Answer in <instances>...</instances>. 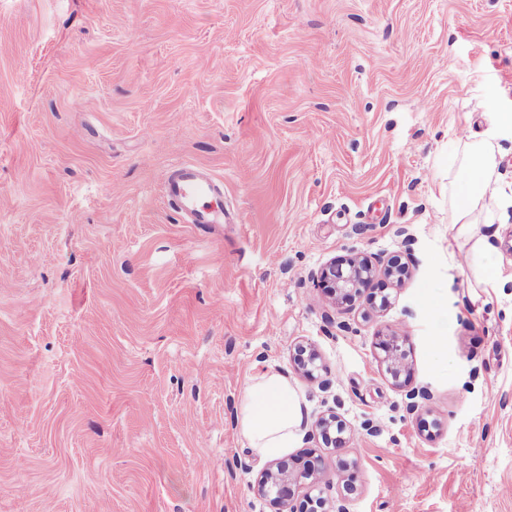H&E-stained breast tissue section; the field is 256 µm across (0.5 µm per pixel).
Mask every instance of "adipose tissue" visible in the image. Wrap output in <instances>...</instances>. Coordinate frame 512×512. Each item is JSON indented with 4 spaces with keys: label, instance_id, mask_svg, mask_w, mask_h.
Returning a JSON list of instances; mask_svg holds the SVG:
<instances>
[{
    "label": "adipose tissue",
    "instance_id": "ef3b65f1",
    "mask_svg": "<svg viewBox=\"0 0 512 512\" xmlns=\"http://www.w3.org/2000/svg\"><path fill=\"white\" fill-rule=\"evenodd\" d=\"M512 133V113L500 112L484 139L464 140L462 158L449 184L453 221L467 225L472 215L496 201L501 209L512 207L497 184L498 140ZM303 421L301 402L286 379L261 377L246 391L240 407L239 424L251 448L262 457L284 456Z\"/></svg>",
    "mask_w": 512,
    "mask_h": 512
}]
</instances>
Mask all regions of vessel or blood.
I'll return each mask as SVG.
<instances>
[{
    "label": "vessel or blood",
    "mask_w": 512,
    "mask_h": 512,
    "mask_svg": "<svg viewBox=\"0 0 512 512\" xmlns=\"http://www.w3.org/2000/svg\"><path fill=\"white\" fill-rule=\"evenodd\" d=\"M221 194V183L189 163L178 165L166 185L169 202L192 224L223 223L224 209L215 203Z\"/></svg>",
    "instance_id": "obj_1"
}]
</instances>
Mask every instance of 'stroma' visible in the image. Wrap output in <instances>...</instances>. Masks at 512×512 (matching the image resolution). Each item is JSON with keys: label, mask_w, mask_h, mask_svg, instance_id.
Segmentation results:
<instances>
[{"label": "stroma", "mask_w": 512, "mask_h": 512, "mask_svg": "<svg viewBox=\"0 0 512 512\" xmlns=\"http://www.w3.org/2000/svg\"><path fill=\"white\" fill-rule=\"evenodd\" d=\"M508 110L512 0H0V512H273L237 421L264 374L289 457L335 471L310 435L345 423L353 512H512V215L462 235L448 200L461 129ZM181 162L231 222L171 209ZM357 254L411 277L335 313L315 278ZM405 344V337L399 336L395 331L390 330L386 335L381 336V350L384 356L381 363L386 366V371L397 382L403 372L407 370L405 360L401 358V350ZM293 359L297 367L309 376H313L315 370L322 368V365L318 364V362H320V356L311 346L301 343L296 344Z\"/></svg>", "instance_id": "1"}]
</instances>
